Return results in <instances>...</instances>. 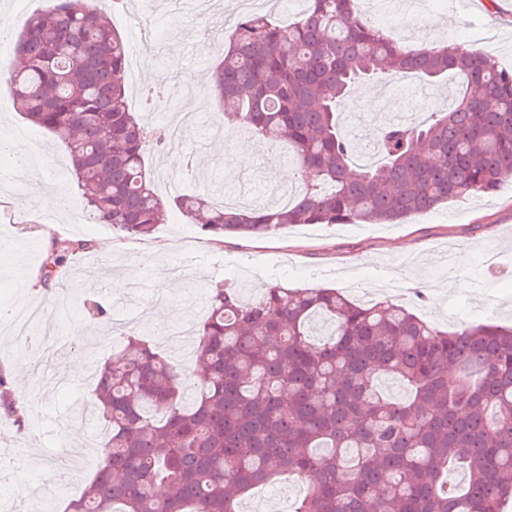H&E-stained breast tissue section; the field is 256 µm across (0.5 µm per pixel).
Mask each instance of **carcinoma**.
I'll list each match as a JSON object with an SVG mask.
<instances>
[{
	"mask_svg": "<svg viewBox=\"0 0 512 512\" xmlns=\"http://www.w3.org/2000/svg\"><path fill=\"white\" fill-rule=\"evenodd\" d=\"M10 56L14 102L70 157L93 218L149 237L177 209L213 237L263 236L289 224H396L512 180V71L458 45L402 49L353 0H307L296 23L239 18L213 70L224 129L288 143L301 176L293 203L238 209L207 191L164 196L147 149L166 142L128 105L127 43L90 0H45ZM453 71L448 111L390 121L360 168L342 127L352 88ZM85 241L54 239L43 285ZM327 321L308 339V322ZM407 392L393 395L388 383ZM92 418L108 432L102 464L65 512H241L255 486L310 479L295 512H500L512 497V327L441 330L388 301L333 288L270 286L251 302L215 285L191 367L135 331L96 370ZM0 414L29 410L0 374ZM467 474L461 487L448 469Z\"/></svg>",
	"mask_w": 512,
	"mask_h": 512,
	"instance_id": "1",
	"label": "carcinoma"
}]
</instances>
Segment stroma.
<instances>
[{"instance_id":"obj_1","label":"stroma","mask_w":512,"mask_h":512,"mask_svg":"<svg viewBox=\"0 0 512 512\" xmlns=\"http://www.w3.org/2000/svg\"><path fill=\"white\" fill-rule=\"evenodd\" d=\"M237 0H223V12L201 18L179 12L173 0H127L115 25L121 34H131L136 17L151 7L159 32L151 43L148 61L136 74V88L128 89V104L140 111L137 88L146 87L147 72L169 68L167 88L186 78L207 85L211 82L218 45L226 44L233 25L227 16ZM44 0H0V49L10 50L31 16ZM356 6L374 23L390 29L401 45L415 47L437 39L471 47L476 34L491 32L483 53L499 65L512 69V0H478L473 13L460 17L448 9V0H356ZM382 78L365 84L356 93L364 120L358 127L359 142L372 146L382 119L377 116L376 95L392 87ZM165 109L197 113V122L183 142L162 151L149 152L148 166L158 177L171 179L173 189L187 192L200 186L224 195H246L254 202L276 193L280 187L296 190V183L268 178L265 160L284 155L287 145L271 146L253 140L252 164L236 165L239 155L223 133L212 127L218 110L212 98L175 96ZM10 131L16 140L33 137L43 148L47 164L40 172L27 173L6 165L0 168V311L21 298L43 306L53 316L57 334L48 340L54 361L48 370H29L19 393L30 417L25 431L0 424V502L13 507L48 501L63 512L101 463L98 452L105 433L98 424L77 419L76 411L92 399L94 383L90 368L115 352L105 343L112 327H134L145 341L167 356H180L182 346L169 342L168 329L178 321L197 330L208 312L207 289L217 281L234 284L260 273L250 296L269 285L287 288H336L350 299L363 292L406 307L435 326L452 330L463 323L493 320L512 323V182L489 195L461 199L435 210L415 215L400 224H297L264 237L225 236L210 240L180 212H171L166 224L148 239H136L100 224L89 215L77 189L67 177L56 176L49 166L56 160L68 164L65 149L50 143L47 134L27 122L17 111L9 83L0 82V132ZM194 156L197 166L187 169L182 160ZM64 194L66 206L53 212L37 208L39 194ZM34 207L25 222H18L13 207L16 196ZM86 240L91 247L68 259L42 285L43 265L52 239ZM495 247L500 260L488 266L483 251ZM172 272L177 286L168 300L157 295L159 273ZM99 302L105 314L92 318L86 301ZM86 324L83 339L70 336L74 323ZM79 376H71L73 366ZM78 442H92L95 450L79 469L56 468L70 452L61 444L66 432ZM302 489L300 478L285 473L256 489L245 500L250 512H294Z\"/></svg>"}]
</instances>
